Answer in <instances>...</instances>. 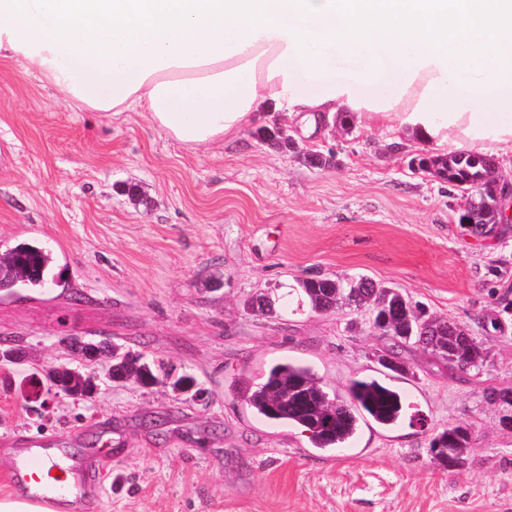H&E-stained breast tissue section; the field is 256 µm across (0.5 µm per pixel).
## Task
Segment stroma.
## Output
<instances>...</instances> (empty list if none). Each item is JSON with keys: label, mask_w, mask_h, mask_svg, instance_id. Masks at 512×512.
Returning <instances> with one entry per match:
<instances>
[{"label": "stroma", "mask_w": 512, "mask_h": 512, "mask_svg": "<svg viewBox=\"0 0 512 512\" xmlns=\"http://www.w3.org/2000/svg\"><path fill=\"white\" fill-rule=\"evenodd\" d=\"M278 125L295 145L259 138ZM426 147L352 122L303 131L260 112L231 141L196 148L145 112L77 109L21 64L0 58V246L36 241L55 283L0 292V341L33 368L69 363L61 337L110 340L193 376L207 396L109 383L93 399H53L44 416L0 385V492L13 451L32 437L108 455L102 504L88 512H512V226L475 237L466 200L413 170ZM366 275L430 315L483 336L484 369L466 373L418 346L395 386L423 422L363 427L344 448H311L299 429L255 416L234 391L274 361L311 365L329 392L374 373L388 341L366 310L296 307L304 278ZM282 299L249 311L253 293ZM504 332L484 335V316ZM467 424L465 467L430 451Z\"/></svg>", "instance_id": "35a3bbf8"}]
</instances>
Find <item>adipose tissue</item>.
<instances>
[{
  "instance_id": "1",
  "label": "adipose tissue",
  "mask_w": 512,
  "mask_h": 512,
  "mask_svg": "<svg viewBox=\"0 0 512 512\" xmlns=\"http://www.w3.org/2000/svg\"><path fill=\"white\" fill-rule=\"evenodd\" d=\"M362 48L351 80H324L331 50ZM0 58L71 106L148 112L190 147L276 104L512 156V0H0Z\"/></svg>"
}]
</instances>
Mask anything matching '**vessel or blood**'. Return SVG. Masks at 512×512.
I'll list each match as a JSON object with an SVG mask.
<instances>
[{
	"instance_id": "vessel-or-blood-1",
	"label": "vessel or blood",
	"mask_w": 512,
	"mask_h": 512,
	"mask_svg": "<svg viewBox=\"0 0 512 512\" xmlns=\"http://www.w3.org/2000/svg\"><path fill=\"white\" fill-rule=\"evenodd\" d=\"M8 482L20 493L34 498H68L82 504L98 497L101 469L73 459L64 448H48L39 440L28 441L17 449Z\"/></svg>"
}]
</instances>
